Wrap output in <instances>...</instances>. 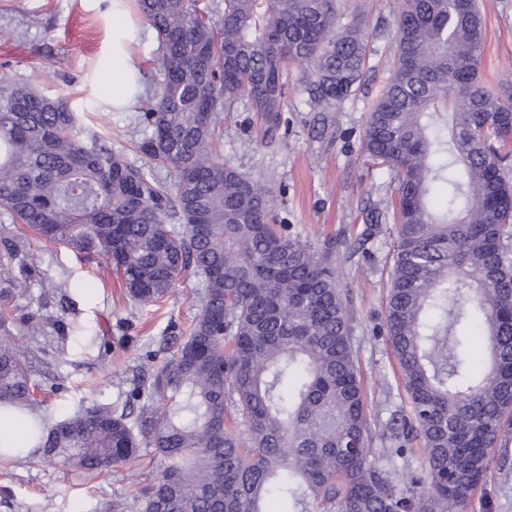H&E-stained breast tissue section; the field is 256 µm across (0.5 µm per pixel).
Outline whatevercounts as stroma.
Wrapping results in <instances>:
<instances>
[{
  "instance_id": "stroma-1",
  "label": "stroma",
  "mask_w": 512,
  "mask_h": 512,
  "mask_svg": "<svg viewBox=\"0 0 512 512\" xmlns=\"http://www.w3.org/2000/svg\"><path fill=\"white\" fill-rule=\"evenodd\" d=\"M403 0H348L346 13L362 17L370 33L359 88L338 103L325 131L313 126L309 105L285 112V138L264 141L252 115L238 108L224 121L226 163L271 182L275 209L289 233L319 246L335 238L331 257L340 289L351 301L356 360L368 394V447L380 454L390 412L408 408L395 385L397 364L384 321L392 266L394 225L366 216L394 195L390 170L363 148L366 119L392 63L393 22ZM485 22L483 79L512 84V0H479ZM115 0H0V85L34 82L45 96L67 98L87 131H118L115 146L130 145L138 110L98 109L111 87ZM24 262L29 277L7 306L9 329L32 363L35 410L54 422L97 403L123 404L134 377L152 372L183 340L199 309L195 279L179 282L160 308L134 312L111 267L76 250L30 236ZM39 327L27 333L28 324ZM391 392H384V384ZM159 462L150 454L88 479L58 465L25 459L0 461V512H101L132 507L136 485H151Z\"/></svg>"
}]
</instances>
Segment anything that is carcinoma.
Instances as JSON below:
<instances>
[{
  "instance_id": "obj_1",
  "label": "carcinoma",
  "mask_w": 512,
  "mask_h": 512,
  "mask_svg": "<svg viewBox=\"0 0 512 512\" xmlns=\"http://www.w3.org/2000/svg\"><path fill=\"white\" fill-rule=\"evenodd\" d=\"M155 30L152 91L139 97L135 147L93 133L30 82L0 87V215L44 240L96 256L141 307L189 276L200 308L176 353L123 405L96 404L49 426L32 419V463L89 476L151 449L164 467L134 512H463L487 483L512 409V87L481 76L478 0H404L396 51L371 107L364 149L394 174L397 202L368 221L397 226L384 330L410 411L369 458L367 401L355 364L350 300L327 257L291 237L272 188L224 162V113H257L275 138L299 94L329 113L363 77L368 32L340 0H137ZM451 116L445 137L437 125ZM174 173L169 184L157 169ZM447 185L437 210L435 185ZM7 263L25 239L0 240ZM484 326L474 372L465 327ZM36 383L10 330L0 334V407L30 408ZM139 411H134L138 401ZM424 465L410 468L413 444ZM408 469L398 478V464Z\"/></svg>"
}]
</instances>
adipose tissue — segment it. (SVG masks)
Returning <instances> with one entry per match:
<instances>
[{
    "label": "adipose tissue",
    "mask_w": 512,
    "mask_h": 512,
    "mask_svg": "<svg viewBox=\"0 0 512 512\" xmlns=\"http://www.w3.org/2000/svg\"><path fill=\"white\" fill-rule=\"evenodd\" d=\"M131 34L127 25L112 30V107L116 110L133 108L137 95L145 91L144 71L129 49Z\"/></svg>",
    "instance_id": "adipose-tissue-1"
}]
</instances>
